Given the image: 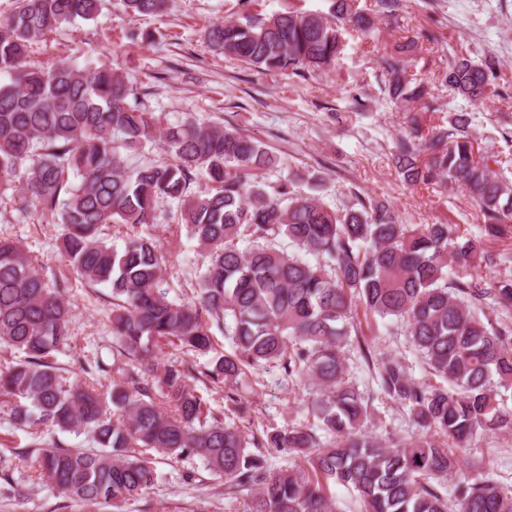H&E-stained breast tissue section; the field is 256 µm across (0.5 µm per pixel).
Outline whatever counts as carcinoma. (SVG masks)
Here are the masks:
<instances>
[{
	"instance_id": "1",
	"label": "carcinoma",
	"mask_w": 512,
	"mask_h": 512,
	"mask_svg": "<svg viewBox=\"0 0 512 512\" xmlns=\"http://www.w3.org/2000/svg\"><path fill=\"white\" fill-rule=\"evenodd\" d=\"M166 0H123L143 17ZM102 0H16L0 15V189L16 178L22 201L16 221L53 219L64 226L62 247L85 283L111 288L112 365L79 363L85 378L57 366L71 341L69 283L46 282L24 245L0 235V346L24 358L0 371V398L32 442L17 456L33 463L59 494L90 508L117 505L158 481L152 453L176 460L199 456L224 477L229 495L247 492L243 512H334L326 485L357 492L364 512H512L506 489L476 470L457 477L458 453L480 435L512 429V328L499 322L512 308V279L488 292L451 264L466 268L482 253L481 239L458 242L449 224H403L382 201L333 207L319 179L298 173L267 190L263 171L279 159L234 127L188 118L160 127L140 109L128 77L112 65L30 61L33 45L63 24L95 20ZM332 19L294 10L226 20L207 29L214 50L267 71H328L344 48L343 30L373 23L353 0H333ZM414 43L381 57L392 103H423L407 67ZM497 61L451 56L444 82L469 101L492 92ZM399 140L395 160L412 185L443 182L465 189L485 217L490 236L512 222V185L475 152L465 113L419 137L418 122ZM161 142L168 159L127 157ZM204 172L211 186L194 190ZM306 181L309 192L295 190ZM177 204L170 220L185 226L208 258L196 296L187 302L163 288V255L142 228L157 223L161 205ZM109 225L128 233L122 249L103 236ZM286 237L321 257L313 265L275 248ZM405 322L411 345L448 386L414 381L392 355L373 365L382 394L408 408L419 434L409 441L364 430L368 401L347 374L345 349L354 310ZM235 344L216 351L211 325ZM168 344L200 356L204 368L159 365ZM276 363L293 380H310L318 428L293 425L248 439L224 422L191 382L237 384L247 368ZM334 437L326 445L317 430ZM86 433L96 451L65 448L48 431ZM292 454L302 464L273 469L250 445ZM456 479L453 500L440 491Z\"/></svg>"
}]
</instances>
